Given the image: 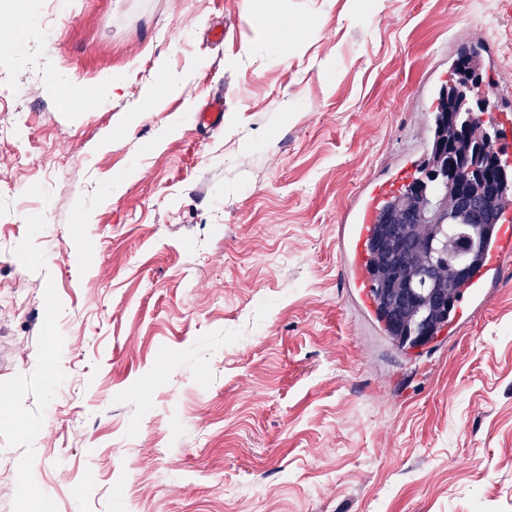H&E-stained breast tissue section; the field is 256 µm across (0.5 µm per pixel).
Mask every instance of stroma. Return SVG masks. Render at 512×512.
Returning a JSON list of instances; mask_svg holds the SVG:
<instances>
[{"instance_id": "35a3bbf8", "label": "stroma", "mask_w": 512, "mask_h": 512, "mask_svg": "<svg viewBox=\"0 0 512 512\" xmlns=\"http://www.w3.org/2000/svg\"><path fill=\"white\" fill-rule=\"evenodd\" d=\"M470 37L501 60L475 101L512 83L506 0L0 8V398L30 428L0 421V512H512V258L406 352L339 267L344 211L425 160Z\"/></svg>"}]
</instances>
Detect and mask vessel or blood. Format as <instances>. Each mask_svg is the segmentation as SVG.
<instances>
[{"instance_id": "b4317fda", "label": "vessel or blood", "mask_w": 512, "mask_h": 512, "mask_svg": "<svg viewBox=\"0 0 512 512\" xmlns=\"http://www.w3.org/2000/svg\"><path fill=\"white\" fill-rule=\"evenodd\" d=\"M494 97L500 102L499 109L491 112L490 118L501 129L512 128V88L495 86ZM412 165H405L395 174L368 181L355 197L346 214L348 229L340 236V264L344 281L355 291L358 300L368 310H376L377 300L372 291L373 282L366 256V242L374 224L380 222L386 202L404 183L406 176L413 174ZM512 255V204L502 206L499 228L492 241L487 260L464 284L469 307L457 310L449 335H456L469 322L475 310L484 304L490 288L502 271L501 261Z\"/></svg>"}]
</instances>
